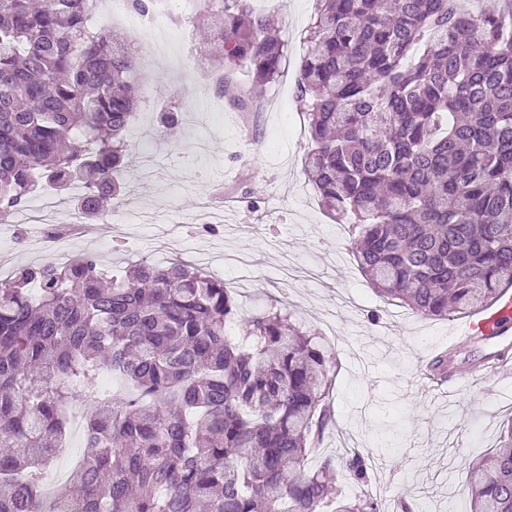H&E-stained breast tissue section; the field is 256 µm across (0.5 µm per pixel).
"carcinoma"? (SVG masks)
Returning a JSON list of instances; mask_svg holds the SVG:
<instances>
[{
    "label": "carcinoma",
    "instance_id": "1",
    "mask_svg": "<svg viewBox=\"0 0 512 512\" xmlns=\"http://www.w3.org/2000/svg\"><path fill=\"white\" fill-rule=\"evenodd\" d=\"M296 83L304 171L355 227L380 297L446 319L512 285V0H318ZM217 93L247 68L266 84L284 45L249 0H215ZM129 49L90 24L89 0H0V211L44 178L120 192L143 86ZM39 293L31 292L32 286ZM331 358L275 304L246 316L224 281L177 261L107 276L94 255L0 279V512H378L334 500L359 452L303 469L333 424ZM128 391L107 394L102 376ZM80 400L86 456L43 492ZM470 512H512V419L490 464L466 471Z\"/></svg>",
    "mask_w": 512,
    "mask_h": 512
}]
</instances>
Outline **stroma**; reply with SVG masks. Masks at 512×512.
<instances>
[{
	"instance_id": "35a3bbf8",
	"label": "stroma",
	"mask_w": 512,
	"mask_h": 512,
	"mask_svg": "<svg viewBox=\"0 0 512 512\" xmlns=\"http://www.w3.org/2000/svg\"><path fill=\"white\" fill-rule=\"evenodd\" d=\"M252 5L276 20L286 64L259 88L246 71L237 73L238 83L254 88L261 106L245 114L224 105V122L209 134L202 155L187 125L157 138L153 115L176 110L184 84L201 89L208 82L209 21L192 12L165 18L172 40L152 53L146 35L96 19V26H111L140 58L145 91L128 133L134 167L127 176L134 182V204L160 210L168 221H91L89 232L74 238L73 253L96 255L111 274L141 258L170 264L179 257L180 242L244 257L245 265L231 261L211 268L242 312L279 304L333 355L329 399L337 430L305 468L353 448L370 457L369 478L343 480V495L380 485L381 512L401 499L411 512H470V493L457 475L497 446L503 422L512 417V363L495 385L466 391L450 405L424 389L436 349L447 345L466 317L428 318L397 308L379 298L360 271L349 225L329 217L303 171L310 138L295 81L315 0ZM51 260L45 250L31 247L26 229L0 232V272Z\"/></svg>"
}]
</instances>
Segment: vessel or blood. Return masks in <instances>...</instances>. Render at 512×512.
<instances>
[{
	"instance_id": "vessel-or-blood-1",
	"label": "vessel or blood",
	"mask_w": 512,
	"mask_h": 512,
	"mask_svg": "<svg viewBox=\"0 0 512 512\" xmlns=\"http://www.w3.org/2000/svg\"><path fill=\"white\" fill-rule=\"evenodd\" d=\"M449 342L448 353L452 356L479 343L485 345L486 352L468 364H449L444 375L432 378L433 390L453 400L470 386L495 384L502 368L512 360V290H501L493 302L469 319Z\"/></svg>"
}]
</instances>
